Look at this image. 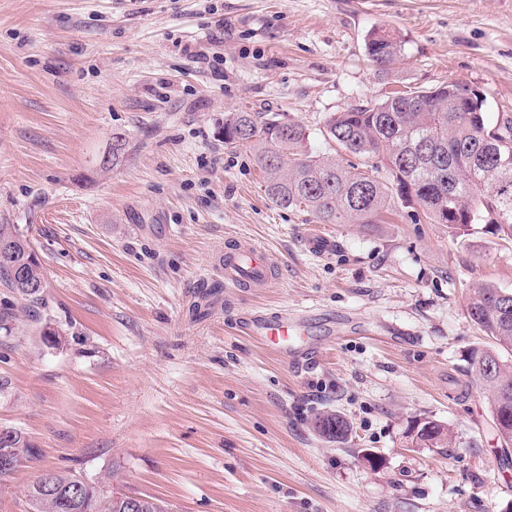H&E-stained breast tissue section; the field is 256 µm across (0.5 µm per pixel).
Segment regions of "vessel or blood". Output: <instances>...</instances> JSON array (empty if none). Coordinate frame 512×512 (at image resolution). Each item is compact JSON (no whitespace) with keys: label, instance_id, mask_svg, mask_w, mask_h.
<instances>
[{"label":"vessel or blood","instance_id":"b4317fda","mask_svg":"<svg viewBox=\"0 0 512 512\" xmlns=\"http://www.w3.org/2000/svg\"><path fill=\"white\" fill-rule=\"evenodd\" d=\"M276 265V257L265 249L250 243L234 245L224 253L221 265L224 285L228 288L266 287L272 280ZM246 327L263 344L272 345L278 354L292 360H308L313 352L311 345L294 343V328L287 318L268 320L256 314Z\"/></svg>","mask_w":512,"mask_h":512}]
</instances>
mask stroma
Here are the masks:
<instances>
[{"label": "stroma", "instance_id": "35a3bbf8", "mask_svg": "<svg viewBox=\"0 0 512 512\" xmlns=\"http://www.w3.org/2000/svg\"><path fill=\"white\" fill-rule=\"evenodd\" d=\"M380 26L404 42L385 74L365 50ZM455 81L488 120L512 112V0H0V224L47 283L35 319L0 286V427L40 455L0 512L46 469L170 512H512V451L464 360L487 342L468 290H512V241L412 207L319 223L272 203L222 133L225 113L274 112L327 153L330 113ZM312 233L334 249L310 253ZM239 241L277 257L269 287H225ZM258 311L292 318L313 360L250 336ZM326 412L345 442L315 431ZM424 417L448 448L412 443ZM315 431L323 438L342 442L346 439L350 425L348 421L339 414L324 413L315 418L314 421Z\"/></svg>", "mask_w": 512, "mask_h": 512}]
</instances>
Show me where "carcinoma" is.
Here are the masks:
<instances>
[{"instance_id": "1", "label": "carcinoma", "mask_w": 512, "mask_h": 512, "mask_svg": "<svg viewBox=\"0 0 512 512\" xmlns=\"http://www.w3.org/2000/svg\"><path fill=\"white\" fill-rule=\"evenodd\" d=\"M369 61L387 72L402 51V37L393 30L372 29L365 39ZM485 98L466 82H451L412 92L396 91L384 99L351 106L329 115L323 136L346 154L377 160L388 177L381 179L357 166L307 146L305 129L272 112H229L224 115V144L246 145L262 171L265 193L280 207L311 213L321 224H361L381 221L393 206H416L434 224H446L463 235L474 224H493L512 240V167L486 142L494 140L512 152V113L501 112L494 124L485 116ZM126 147L122 133L112 134V157L118 165ZM0 282L25 301L43 302L46 281L42 266L26 236L15 224H0ZM468 314L493 344L474 347L467 355L471 383L485 394L499 439L512 444V291L490 284L469 290ZM315 431L340 442L350 425L339 414L315 418ZM413 441L446 448L449 430L427 419L411 429ZM9 449L13 466L0 469V483L25 462H35V445L19 433L0 449ZM107 500L104 512H128L126 495L93 486L86 501ZM28 512H87L61 496L45 494L35 481L26 494Z\"/></svg>"}]
</instances>
